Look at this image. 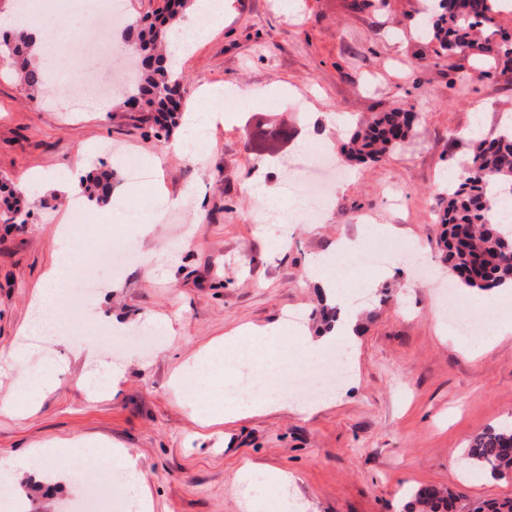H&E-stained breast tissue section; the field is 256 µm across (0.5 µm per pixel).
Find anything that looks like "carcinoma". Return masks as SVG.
Masks as SVG:
<instances>
[{"mask_svg":"<svg viewBox=\"0 0 512 512\" xmlns=\"http://www.w3.org/2000/svg\"><path fill=\"white\" fill-rule=\"evenodd\" d=\"M190 0H166L154 21L140 28L137 38L145 52L143 69L127 96L141 103L140 111L155 113V122L169 132L179 125L185 89L158 52L168 28L176 25ZM425 32L437 58L471 55L512 58V44L497 43L498 0H440ZM19 78L35 96L42 91V74L32 65L35 44L23 31L5 43ZM413 131L412 113L394 108L357 124L341 152L358 163H378L397 149ZM460 179L448 188L440 217L442 262L475 291L488 292L512 284V231L504 233L489 220L491 200L498 190L512 194V132L501 130L473 141L468 157L459 161ZM113 173L104 170L82 182L88 201L108 202ZM466 457L491 475H512V424L490 426L474 434ZM457 496L449 489L426 486L413 494L409 512H457Z\"/></svg>","mask_w":512,"mask_h":512,"instance_id":"carcinoma-1","label":"carcinoma"}]
</instances>
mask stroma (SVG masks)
Returning a JSON list of instances; mask_svg holds the SVG:
<instances>
[{"label":"stroma","instance_id":"1","mask_svg":"<svg viewBox=\"0 0 512 512\" xmlns=\"http://www.w3.org/2000/svg\"><path fill=\"white\" fill-rule=\"evenodd\" d=\"M232 0L223 26L180 61L188 85L184 111L205 108L203 88L232 82L256 91L232 124L207 131L196 162L175 154L152 113L131 112L109 97L105 113L86 102L31 96L0 60V182L13 189L17 224L0 223V353L27 346L20 373L0 372V463L58 441H84V459L123 450L146 478L152 512H404L411 493L436 485L459 490V512L512 497V479L461 467L471 437L512 420V337L475 348L441 329L438 217L471 128L489 131L512 109V65L459 59L471 76L450 86L446 60L422 66L433 46L419 30L421 0H376L351 11L349 0ZM280 92L270 114L262 92ZM401 107L417 116L414 136L382 162L340 160L342 180L319 219L289 230L265 223L250 178L283 192L299 209L298 156L310 145L332 149L362 118ZM273 118L288 132L270 156L256 131ZM155 159L152 186L125 179L128 154ZM114 172L113 195L147 206L172 201L152 233L135 238L120 211L101 221L89 211L71 224V200L51 180L23 188L32 171ZM71 232L57 233L61 224ZM362 241L330 277L337 305L353 302V335L317 352L319 287L310 270L338 239ZM131 248L118 275L103 273L86 308L65 314L67 340L27 345L21 332L34 290L61 252L76 266L97 262L94 243ZM276 327L265 372L233 369L217 390L172 380L212 342L242 326ZM345 352L354 368L334 386L332 405L297 410L298 372ZM55 376L33 395L17 375ZM278 388L288 405L232 422H201L240 389ZM72 459L23 471L27 512H75L83 487ZM289 475L276 485L269 471Z\"/></svg>","mask_w":512,"mask_h":512}]
</instances>
